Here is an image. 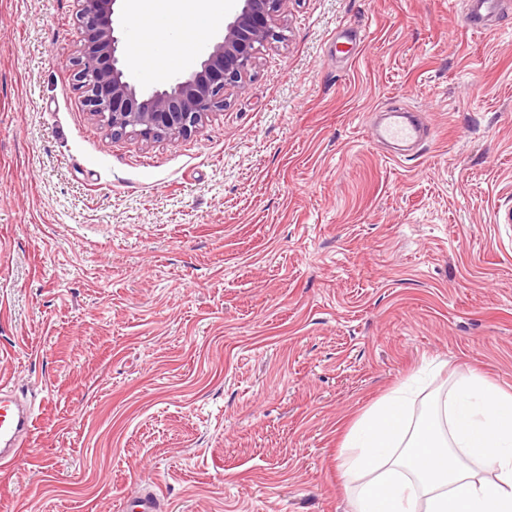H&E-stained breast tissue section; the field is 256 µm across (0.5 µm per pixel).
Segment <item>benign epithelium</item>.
<instances>
[{
	"mask_svg": "<svg viewBox=\"0 0 512 512\" xmlns=\"http://www.w3.org/2000/svg\"><path fill=\"white\" fill-rule=\"evenodd\" d=\"M119 0H76V50L69 70L84 109L115 138L188 137L228 96L244 88L260 50L283 39L279 31L291 0H234L221 39L204 47L200 69L172 86L142 94L122 61L114 26Z\"/></svg>",
	"mask_w": 512,
	"mask_h": 512,
	"instance_id": "1",
	"label": "benign epithelium"
}]
</instances>
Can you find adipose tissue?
Here are the masks:
<instances>
[{"label":"adipose tissue","instance_id":"adipose-tissue-1","mask_svg":"<svg viewBox=\"0 0 512 512\" xmlns=\"http://www.w3.org/2000/svg\"><path fill=\"white\" fill-rule=\"evenodd\" d=\"M224 0H126L132 59L163 78L195 49ZM411 387L392 390L350 430L341 466L360 484L353 512H512V394L461 377L444 420H417Z\"/></svg>","mask_w":512,"mask_h":512}]
</instances>
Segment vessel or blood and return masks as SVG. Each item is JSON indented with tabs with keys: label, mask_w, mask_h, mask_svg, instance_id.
Returning a JSON list of instances; mask_svg holds the SVG:
<instances>
[{
	"label": "vessel or blood",
	"mask_w": 512,
	"mask_h": 512,
	"mask_svg": "<svg viewBox=\"0 0 512 512\" xmlns=\"http://www.w3.org/2000/svg\"><path fill=\"white\" fill-rule=\"evenodd\" d=\"M506 0H465L463 23L467 30L484 33L503 11ZM425 130L424 122L409 120L401 113H391L386 123L374 128L378 142H412ZM36 416L30 404L20 399L12 380L0 376V463H9L32 435ZM163 498L157 491L126 501L125 512H161Z\"/></svg>",
	"instance_id": "b4317fda"
}]
</instances>
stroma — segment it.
Segmentation results:
<instances>
[{"instance_id": "1", "label": "stroma", "mask_w": 512, "mask_h": 512, "mask_svg": "<svg viewBox=\"0 0 512 512\" xmlns=\"http://www.w3.org/2000/svg\"><path fill=\"white\" fill-rule=\"evenodd\" d=\"M76 10L0 0V372L38 414L0 512H350L391 389L512 392V11L291 0L223 110L143 141L85 112ZM391 110L427 126L397 156ZM506 0H467L464 2L463 23L467 30L484 33L490 22L503 11ZM162 504V495L152 489L136 499L124 502V510L126 512H161Z\"/></svg>"}]
</instances>
